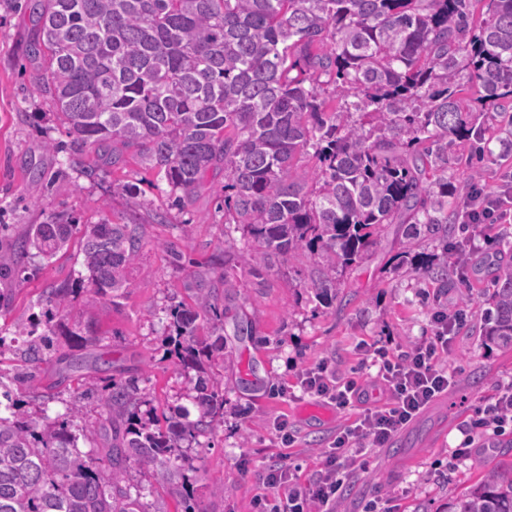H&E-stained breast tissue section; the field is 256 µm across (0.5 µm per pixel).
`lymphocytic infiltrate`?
Masks as SVG:
<instances>
[{"label":"lymphocytic infiltrate","instance_id":"lymphocytic-infiltrate-1","mask_svg":"<svg viewBox=\"0 0 512 512\" xmlns=\"http://www.w3.org/2000/svg\"><path fill=\"white\" fill-rule=\"evenodd\" d=\"M471 194L474 202L466 206L461 216L463 223H512V199L485 194L477 187L472 188ZM433 321V336L410 351L392 355L380 347L373 349L375 379L389 396L385 406L364 407V384L354 377H334L326 365H318L304 374L301 385L306 393L340 409L359 404L363 410L352 424L337 433L323 468L311 482H299L290 466L271 467L265 481L276 497L257 500L258 512H333L344 484L343 476L357 456L364 449L384 447L401 427L447 392L452 377L442 366L441 357L466 318L438 313Z\"/></svg>","mask_w":512,"mask_h":512}]
</instances>
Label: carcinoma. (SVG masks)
<instances>
[{
	"mask_svg": "<svg viewBox=\"0 0 512 512\" xmlns=\"http://www.w3.org/2000/svg\"><path fill=\"white\" fill-rule=\"evenodd\" d=\"M28 9L37 38L25 56L46 71L39 90L68 125L70 152L94 146L114 166L133 152L177 206L224 170V223L255 244L224 267V290L239 287V264L307 252L315 297L336 299L385 224L408 225L404 255L421 235L442 242L425 270L448 280V212L464 205L448 147L482 138V118L512 105V0H31ZM309 154L310 168L300 164ZM76 228L63 215L28 225L0 253V275H21L13 257L31 249L55 255ZM141 241L139 224L83 228L96 295L128 292ZM81 287L50 288L45 310L0 335V353L17 362L12 379L0 376V512H135L129 472L175 481L191 467L183 444L212 430L224 408L221 390L187 376L198 417L178 408L162 428L138 415L135 380L108 376L94 455L71 430L79 401L55 418L25 409L17 390L37 392L59 337L77 335L56 317ZM212 293L199 284L193 307L169 313L186 372L224 350L195 336L198 319L220 317ZM491 302L482 341L511 347L512 265L499 269ZM58 363L66 375L112 369L87 351ZM447 512H512V465L486 469Z\"/></svg>",
	"mask_w": 512,
	"mask_h": 512,
	"instance_id": "1",
	"label": "carcinoma"
}]
</instances>
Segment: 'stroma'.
I'll use <instances>...</instances> for the list:
<instances>
[{"label": "stroma", "mask_w": 512, "mask_h": 512, "mask_svg": "<svg viewBox=\"0 0 512 512\" xmlns=\"http://www.w3.org/2000/svg\"><path fill=\"white\" fill-rule=\"evenodd\" d=\"M25 2L0 0V245L9 246L26 225L57 214L81 225L106 219L142 225L128 293L94 299L82 292L65 319L82 336L95 338L98 351L112 362L113 378L138 377L139 410L158 420L179 406L198 413L185 395V374L168 340L169 309L193 306L194 285L203 280L214 288L224 314L223 328L213 329L204 320L197 330L207 342H224L223 353L204 364L205 378L222 383L224 415L188 448L192 466L182 489L147 473L132 474L131 493L146 512H183L188 501L197 512H253L254 499L268 492L262 481L267 468L284 459L301 482L310 481L323 467L337 429L359 412L337 410L303 393V374L322 362L340 375L364 371L370 404H383L386 392L372 384L374 372L363 365L364 345L378 344L396 354L408 350L433 335L432 316L440 310L467 317L444 360L453 385L385 447L370 450L365 469L347 477L336 512H364L372 502L380 512H444L482 476L485 465L512 463V431L473 433L469 457L450 460L470 417L493 403L500 385L512 383V347L482 343L497 269L512 262V252L498 247L512 241V223L484 225L480 250L467 252L463 265L449 267L444 284L400 261L405 227L388 224L331 303L320 302L306 288L312 265L307 256L240 268L239 291L225 293V241L239 252L253 250L254 244L241 227L224 221L223 171L211 174L203 191L176 207L166 182L136 156L115 168L97 166L90 177L86 171L97 165L95 153L47 151L46 142L62 144L69 136L54 102L38 89L41 69L25 60V47L36 36ZM511 136L512 128L500 125L480 145L481 183L490 190L512 170V149L503 144ZM36 174L46 188L34 199L29 184ZM175 250L183 255L178 265L171 259ZM22 264L26 281L0 280V289L12 290L10 306L0 307V334L6 336L40 313L49 288L88 275L76 236L53 257L33 254ZM43 378L46 390L30 399L28 409L52 417L102 385L101 374L86 371L61 380L48 370ZM280 420L296 431L293 446H284L275 431Z\"/></svg>", "instance_id": "35a3bbf8"}]
</instances>
